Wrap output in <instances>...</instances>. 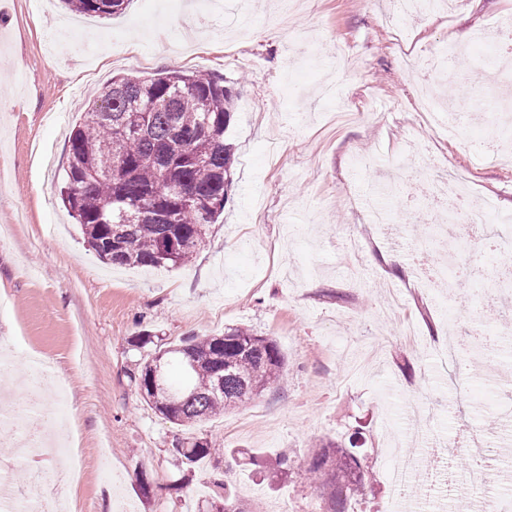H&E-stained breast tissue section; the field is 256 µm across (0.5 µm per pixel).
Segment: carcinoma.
<instances>
[{"label": "carcinoma", "mask_w": 512, "mask_h": 512, "mask_svg": "<svg viewBox=\"0 0 512 512\" xmlns=\"http://www.w3.org/2000/svg\"><path fill=\"white\" fill-rule=\"evenodd\" d=\"M75 13L108 18L130 0H63ZM235 95L224 78L170 71L120 77L75 126L61 199L98 257L128 267L187 264L207 228L224 211L235 148L224 138ZM135 126L125 133L123 127ZM278 344L242 327L222 336H190L167 346L134 378L145 401L165 419L195 424L237 407L283 380ZM205 438H177L176 466L215 456ZM307 471L327 512H346L347 493L361 487L354 452L327 444L309 454Z\"/></svg>", "instance_id": "1"}]
</instances>
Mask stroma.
Returning <instances> with one entry per match:
<instances>
[{
	"mask_svg": "<svg viewBox=\"0 0 512 512\" xmlns=\"http://www.w3.org/2000/svg\"><path fill=\"white\" fill-rule=\"evenodd\" d=\"M267 37L234 30L236 0H131L106 19L76 16L59 0H0V344L15 355L0 386L43 357L65 388L76 451L66 512H198L223 474L238 512H322L307 472L310 448L358 443L363 490L347 512H404L390 491L385 448L414 456L424 479L435 456L458 470L473 446L449 448L459 431L512 435V359L469 374L437 352L471 327L512 331V296L481 304L499 258L468 243L480 278L464 285L468 311L448 319L446 294L419 282L416 264L436 246L416 229L424 198L389 203L392 221L371 223L359 204L375 181L411 171L419 186L443 174L460 189L487 235L508 232L512 151L476 153L511 112L512 81L471 65L449 97L483 96L465 130L451 114L417 116L412 56L419 47L494 30L512 0H447L409 18L390 0H305L288 26L276 0H246ZM165 69L223 75L235 94L226 136L236 150L231 198L194 259L181 267L131 269L104 263L67 214L71 131L113 78ZM236 326L274 339L287 359L284 381L198 425L155 413L130 376L157 345L214 336ZM204 437L221 453L191 469L173 465L171 442ZM262 459L267 475L245 459ZM288 457L287 475L274 471Z\"/></svg>",
	"mask_w": 512,
	"mask_h": 512,
	"instance_id": "stroma-1",
	"label": "stroma"
}]
</instances>
